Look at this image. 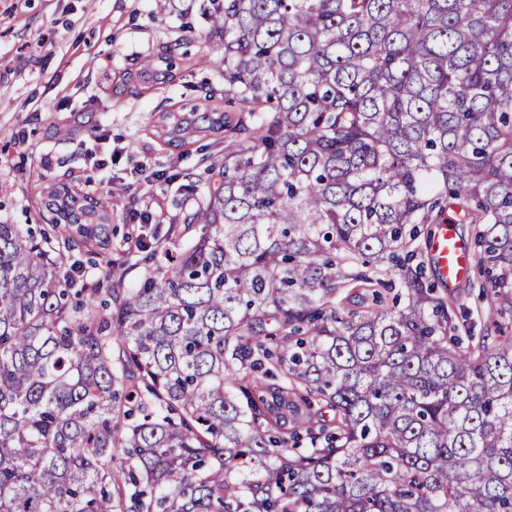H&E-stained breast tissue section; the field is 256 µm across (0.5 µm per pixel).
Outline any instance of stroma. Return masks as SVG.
Returning <instances> with one entry per match:
<instances>
[{
  "label": "stroma",
  "instance_id": "1",
  "mask_svg": "<svg viewBox=\"0 0 512 512\" xmlns=\"http://www.w3.org/2000/svg\"><path fill=\"white\" fill-rule=\"evenodd\" d=\"M173 52L182 67L167 84L129 80L140 60ZM224 85V45L203 23L181 28L155 12L154 0H0V222L51 232L46 192L83 196L112 158L111 224L66 256L78 284L139 285L156 263V241L185 245L169 225L193 210L209 182L202 160L220 136L167 144L164 113L196 103L204 86ZM159 173L153 188L137 165Z\"/></svg>",
  "mask_w": 512,
  "mask_h": 512
}]
</instances>
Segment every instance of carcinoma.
<instances>
[{
	"instance_id": "cac0c4a2",
	"label": "carcinoma",
	"mask_w": 512,
	"mask_h": 512,
	"mask_svg": "<svg viewBox=\"0 0 512 512\" xmlns=\"http://www.w3.org/2000/svg\"><path fill=\"white\" fill-rule=\"evenodd\" d=\"M200 14L248 120L210 88L203 124L169 114V144L227 133L199 236L76 289L58 255L112 200L51 194L53 241L0 223V512H512V0ZM445 215L474 225L478 337L412 264Z\"/></svg>"
}]
</instances>
